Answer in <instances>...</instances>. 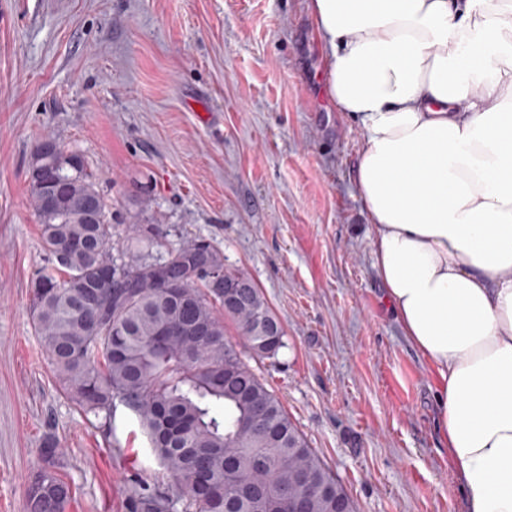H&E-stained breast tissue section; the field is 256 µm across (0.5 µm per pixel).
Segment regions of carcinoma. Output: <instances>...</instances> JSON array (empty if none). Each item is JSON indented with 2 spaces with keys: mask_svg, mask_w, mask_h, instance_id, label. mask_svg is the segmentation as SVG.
Wrapping results in <instances>:
<instances>
[{
  "mask_svg": "<svg viewBox=\"0 0 512 512\" xmlns=\"http://www.w3.org/2000/svg\"><path fill=\"white\" fill-rule=\"evenodd\" d=\"M29 176L46 266L32 282L35 335L65 395L112 426L129 409L174 489L140 481L129 512H284L295 471L314 485L310 512H355L342 483L290 420L278 397L224 337V320L256 356L274 358L284 329L244 273L224 267L206 239L183 236L163 255L150 249L158 224L129 229L112 257V202L85 157ZM206 268L243 285L224 303ZM54 443L26 493L27 512H67L72 489Z\"/></svg>",
  "mask_w": 512,
  "mask_h": 512,
  "instance_id": "carcinoma-1",
  "label": "carcinoma"
}]
</instances>
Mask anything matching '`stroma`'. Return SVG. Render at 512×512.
I'll list each match as a JSON object with an SVG mask.
<instances>
[{"label": "stroma", "mask_w": 512, "mask_h": 512, "mask_svg": "<svg viewBox=\"0 0 512 512\" xmlns=\"http://www.w3.org/2000/svg\"><path fill=\"white\" fill-rule=\"evenodd\" d=\"M309 0H0V512H25L46 438L67 512H127L168 482L136 417L111 427L64 395L33 328L45 263L28 171L46 137L112 201V240L159 224L246 273L285 331L245 362L339 478L356 512H465L437 430L438 378L373 265L354 182L360 126L337 111Z\"/></svg>", "instance_id": "obj_1"}]
</instances>
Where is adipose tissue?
I'll list each match as a JSON object with an SVG mask.
<instances>
[{
  "instance_id": "1",
  "label": "adipose tissue",
  "mask_w": 512,
  "mask_h": 512,
  "mask_svg": "<svg viewBox=\"0 0 512 512\" xmlns=\"http://www.w3.org/2000/svg\"><path fill=\"white\" fill-rule=\"evenodd\" d=\"M374 267L467 512H512V0H310Z\"/></svg>"
}]
</instances>
